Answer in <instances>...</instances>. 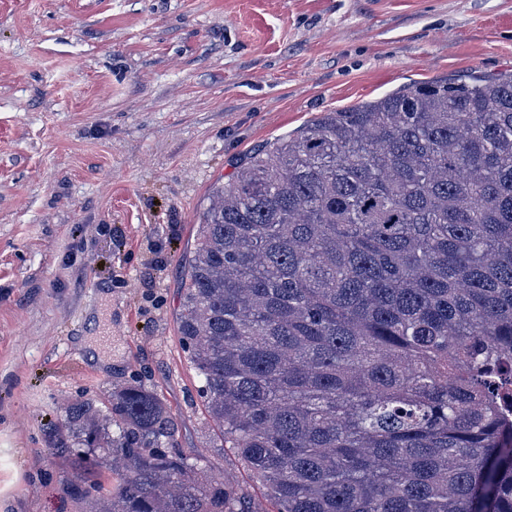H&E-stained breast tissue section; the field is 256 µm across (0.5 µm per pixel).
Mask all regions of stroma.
<instances>
[{
	"label": "stroma",
	"mask_w": 512,
	"mask_h": 512,
	"mask_svg": "<svg viewBox=\"0 0 512 512\" xmlns=\"http://www.w3.org/2000/svg\"><path fill=\"white\" fill-rule=\"evenodd\" d=\"M511 69L512 0H0V512H85L52 430L134 379L262 499L179 333L213 186L323 113Z\"/></svg>",
	"instance_id": "35a3bbf8"
}]
</instances>
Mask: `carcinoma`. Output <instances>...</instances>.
Returning a JSON list of instances; mask_svg holds the SVG:
<instances>
[{"label": "carcinoma", "mask_w": 512, "mask_h": 512, "mask_svg": "<svg viewBox=\"0 0 512 512\" xmlns=\"http://www.w3.org/2000/svg\"><path fill=\"white\" fill-rule=\"evenodd\" d=\"M180 336L273 512H512V71L326 112L209 195ZM133 382L54 427L89 512H266Z\"/></svg>", "instance_id": "carcinoma-1"}]
</instances>
